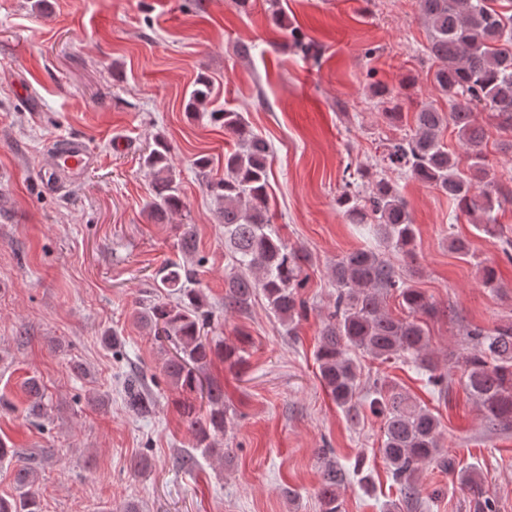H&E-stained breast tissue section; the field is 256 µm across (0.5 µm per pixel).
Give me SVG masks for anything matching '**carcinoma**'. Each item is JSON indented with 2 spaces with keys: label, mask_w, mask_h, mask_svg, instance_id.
Masks as SVG:
<instances>
[{
  "label": "carcinoma",
  "mask_w": 512,
  "mask_h": 512,
  "mask_svg": "<svg viewBox=\"0 0 512 512\" xmlns=\"http://www.w3.org/2000/svg\"><path fill=\"white\" fill-rule=\"evenodd\" d=\"M417 4L430 28L426 55L433 82L448 97L450 111L422 106L415 112L414 128L387 143L379 161L346 168L344 190L336 205L350 223L367 226L377 247L357 248L336 260L332 268L336 296L316 352L321 382L336 405L351 418L365 405L382 418L381 452L407 504L419 499L420 475L431 464L457 472L459 489L464 492L477 491L480 479L469 468L456 469L442 454L439 420L402 388L376 378L369 398L363 401L359 396V367L348 356L352 349L382 363L411 361L427 375L426 384L433 391L442 393L449 384L448 364H440L429 352L423 327V317L435 316L437 307L387 258L388 252L395 251L414 259L416 233L405 199L383 177V168L399 169L447 195L456 201L460 213L491 237L502 235L495 209L512 202V192H504L491 173L483 150L485 129L475 122V110L480 108L490 124L512 132V0H417ZM210 94L208 78L199 76L186 108H203ZM372 94L387 122L402 125V104L392 92L375 83ZM214 119L224 121V132L238 145L224 154V177L220 179L209 178V158L195 160L224 224L229 258L224 312L246 310L259 290L291 332L310 309L302 290L312 257L305 249L288 245L273 223L268 141L239 112H216ZM449 123L467 146L463 156L448 151L441 142L442 128ZM169 154L167 141L157 137L142 155L143 166L153 178L145 210L158 219L183 208ZM196 277L195 267L168 263L153 287L172 300L139 307L136 319L175 345V355L162 366L172 384L205 398L203 414H197L186 398L182 415L192 429L195 448L207 456L216 451V438L224 434L228 418L224 386L206 371L216 358L233 365L243 362L246 339L242 331L230 343L208 336L213 311L194 288ZM391 292L401 299L407 317H393L384 310L383 297ZM466 336V347L448 353V359L460 363L461 381L480 406L488 430L512 429V321L492 328L472 326ZM126 388L134 408L143 411L150 406L149 394L138 381L127 382ZM22 389L30 402V414L44 415V391L38 380L26 379ZM8 456L18 463L14 481L19 495L11 500L0 498V512H41L35 466L0 438V460ZM348 476L346 468L325 463L318 490L322 512H342L339 489Z\"/></svg>",
  "instance_id": "cac0c4a2"
}]
</instances>
